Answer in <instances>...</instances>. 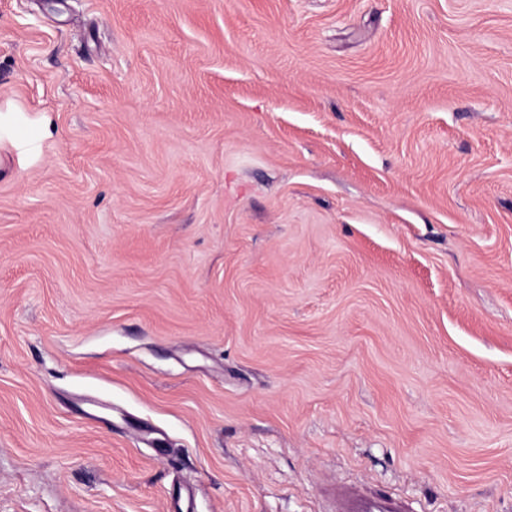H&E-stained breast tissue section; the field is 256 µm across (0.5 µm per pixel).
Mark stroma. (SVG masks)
Returning a JSON list of instances; mask_svg holds the SVG:
<instances>
[{
    "mask_svg": "<svg viewBox=\"0 0 512 512\" xmlns=\"http://www.w3.org/2000/svg\"><path fill=\"white\" fill-rule=\"evenodd\" d=\"M0 512H512V0H0ZM335 512H407L397 497L376 496L351 485H339L331 493Z\"/></svg>",
    "mask_w": 512,
    "mask_h": 512,
    "instance_id": "stroma-1",
    "label": "stroma"
}]
</instances>
